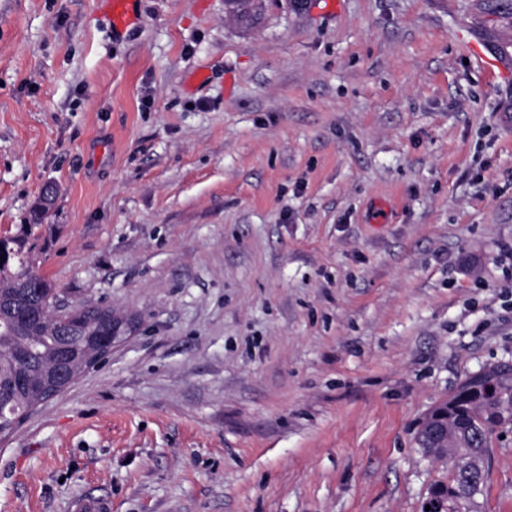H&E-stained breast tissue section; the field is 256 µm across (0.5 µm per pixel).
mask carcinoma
<instances>
[{
    "label": "carcinoma",
    "mask_w": 512,
    "mask_h": 512,
    "mask_svg": "<svg viewBox=\"0 0 512 512\" xmlns=\"http://www.w3.org/2000/svg\"><path fill=\"white\" fill-rule=\"evenodd\" d=\"M225 20L252 28L262 19L257 0H224ZM9 242L0 239V424L7 427L43 399L55 385L54 362L63 357L81 361L96 340L112 336V307L81 308L83 329L72 334L54 330L56 298L52 283L29 274V263L20 260ZM454 408L448 429L454 441L448 454L458 459L472 454L492 455L494 438L512 428V370H490L485 377L461 381L448 395ZM446 480L457 490L463 512H474L475 497L488 478L448 469Z\"/></svg>",
    "instance_id": "1"
}]
</instances>
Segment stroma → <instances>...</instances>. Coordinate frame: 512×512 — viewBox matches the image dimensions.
I'll return each instance as SVG.
<instances>
[{"label":"stroma","mask_w":512,"mask_h":512,"mask_svg":"<svg viewBox=\"0 0 512 512\" xmlns=\"http://www.w3.org/2000/svg\"><path fill=\"white\" fill-rule=\"evenodd\" d=\"M0 0V237L136 329L0 434V512H424L512 359V82L477 0ZM378 202L389 223L373 224ZM478 512H512V432ZM110 8V21L114 28L127 25L135 19V4L137 0H103ZM260 1L225 0V20L240 28H252L262 19ZM453 391L448 395V402L454 404L448 425L431 419L429 412L421 428L446 443L433 448L436 455L453 454L460 461L472 454L485 455L491 462L494 438L512 428V370L492 369L483 378L462 380ZM448 429L450 438H455L451 448H447Z\"/></svg>","instance_id":"35a3bbf8"}]
</instances>
